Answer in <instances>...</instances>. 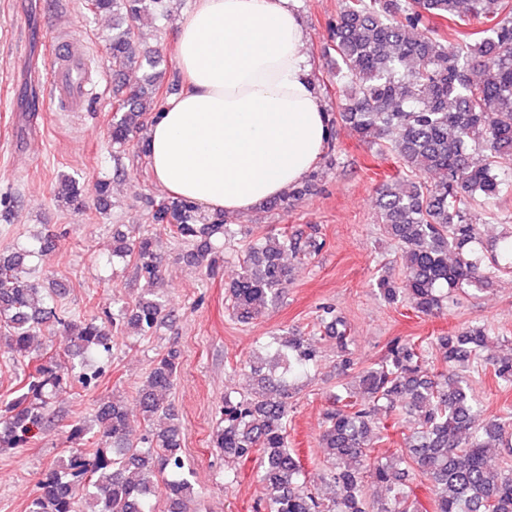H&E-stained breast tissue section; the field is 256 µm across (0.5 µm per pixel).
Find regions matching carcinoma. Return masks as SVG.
Instances as JSON below:
<instances>
[{
	"instance_id": "carcinoma-1",
	"label": "carcinoma",
	"mask_w": 512,
	"mask_h": 512,
	"mask_svg": "<svg viewBox=\"0 0 512 512\" xmlns=\"http://www.w3.org/2000/svg\"><path fill=\"white\" fill-rule=\"evenodd\" d=\"M166 0H86L93 13L112 12L109 49L112 71L136 59L132 22L143 12L163 11ZM342 0L328 26L336 53V84L343 103L330 117L361 139L390 142L410 178L377 188V208L385 231L401 246V273L386 274L376 287L390 304L408 303L426 316L444 314L449 294L483 287L500 274H512V238L485 261L479 226L470 213L496 199L512 169V7L502 0ZM471 26L468 40L453 44L448 33L432 30V19ZM150 91L139 87L114 93L112 147L121 149L131 135L161 112ZM424 173L441 175L429 184ZM319 172L281 201L289 204L317 190ZM57 201L76 207L82 191L71 178L60 181ZM152 220L191 244L187 261L200 273L215 274L220 243L230 225L201 215L184 199L162 200ZM317 237L299 231L258 239L242 258L238 277L226 287L228 309L243 323L275 304L291 275L288 256L315 254ZM54 248L47 232L0 251V351L21 366L14 385L0 396V451L25 448L49 429L65 435L74 451L67 462L52 463L39 474L37 494L27 512H188L195 498L193 472L183 452L181 425L168 401L178 376L180 352L169 348L153 361L146 384L137 391L144 433L129 438L121 401L101 403L87 417L70 418L57 409L60 389L99 385L112 357L115 338L131 332L151 338L168 317L161 292L133 305L74 318L59 306L56 289L30 277L28 264L45 263ZM112 256L130 257L137 272L156 279L161 263L156 239L149 235L116 238ZM320 324L336 344L337 371H354L343 320L326 308ZM61 330L73 343L69 363L61 364L42 347L44 330ZM483 326L446 336L395 339L379 363L357 371L355 384L329 396L320 435L331 496L308 486L300 462L288 446V412L296 383L317 362L312 339L293 334L270 336L265 356L241 369L246 391L224 394L217 411L212 447L224 462L225 481L233 466L256 463L265 490L266 512H417L409 501V470L434 488V512H512V464L499 469L489 458L512 454V424L480 420V401L459 372L481 356L488 342ZM444 367L430 368L433 350ZM494 376L512 387V353ZM404 416L417 425L400 431L402 449L375 454L374 439L389 438ZM381 489L382 496L369 494Z\"/></svg>"
}]
</instances>
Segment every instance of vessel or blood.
Listing matches in <instances>:
<instances>
[{
  "instance_id": "1",
  "label": "vessel or blood",
  "mask_w": 512,
  "mask_h": 512,
  "mask_svg": "<svg viewBox=\"0 0 512 512\" xmlns=\"http://www.w3.org/2000/svg\"><path fill=\"white\" fill-rule=\"evenodd\" d=\"M49 82V100L58 112H79L85 107L88 78L81 45L52 36L44 56Z\"/></svg>"
}]
</instances>
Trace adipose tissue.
<instances>
[{
	"label": "adipose tissue",
	"mask_w": 512,
	"mask_h": 512,
	"mask_svg": "<svg viewBox=\"0 0 512 512\" xmlns=\"http://www.w3.org/2000/svg\"><path fill=\"white\" fill-rule=\"evenodd\" d=\"M307 39L298 0H195L173 36L184 88L150 131L157 183L228 213L300 184L331 137Z\"/></svg>",
	"instance_id": "adipose-tissue-1"
}]
</instances>
